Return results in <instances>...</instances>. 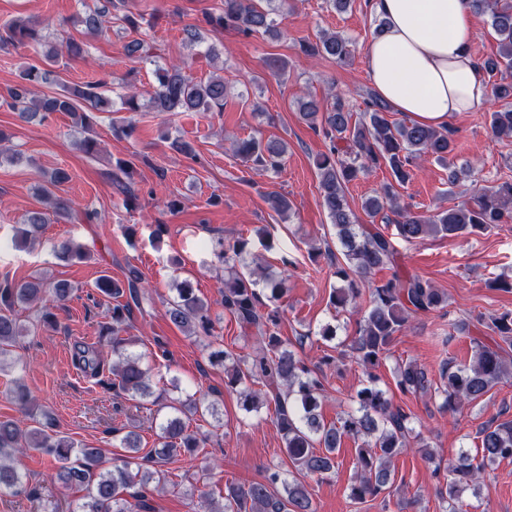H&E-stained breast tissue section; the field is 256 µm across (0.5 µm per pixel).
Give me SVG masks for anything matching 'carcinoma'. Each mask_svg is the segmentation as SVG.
Wrapping results in <instances>:
<instances>
[{"mask_svg": "<svg viewBox=\"0 0 512 512\" xmlns=\"http://www.w3.org/2000/svg\"><path fill=\"white\" fill-rule=\"evenodd\" d=\"M472 13L489 25L498 44L496 55L480 60L491 86V98L499 109L489 113L493 134L512 140V0H465ZM272 0L261 5L258 0H221V6L203 14L202 24L212 32L233 30L244 37L265 34L282 36L273 17ZM116 0L84 11L79 23L83 38L67 37L55 45L44 34L45 25L29 18H15L0 25V48L30 45L41 49L43 65H30L20 74L22 83L9 91L8 106L26 122L44 123L49 115L61 112L81 127L84 137L75 142L86 155L97 152L93 130V113L106 112L111 100L105 95L111 81L108 76L84 84H70L61 77L59 67L83 60L88 54L85 38L105 34V17ZM122 28L140 33L144 15L128 11L120 18ZM299 50L308 56L332 58L345 62L353 53L352 43L336 32H323L316 42L302 41ZM187 63L171 64L155 70L157 83L149 98L153 112H211L224 108L227 84L224 77L214 76L197 81L187 71ZM54 83L59 91L33 94V89ZM300 117L328 141L327 150L316 155L314 165L319 180L321 205L327 212L342 250L335 254L325 249L324 255L336 268L341 282L333 288L330 303L345 309L359 306L362 288H368V300L358 322L356 336L349 351L369 376V384L361 387L353 402L332 422L324 421L321 397L324 384L316 369L308 366L289 348L288 340L279 334V314L267 309L288 292V269L277 274L264 273L254 278L245 258L248 241L218 243L217 256L224 262V311L240 326L244 336L254 330L259 336L248 352H233L209 339L204 344L207 358L214 367L224 369V383L239 399V407L251 413L261 406H274L272 423L281 437L283 451L292 471L283 473L275 465L264 470L262 478L244 484L225 486L224 503L214 505L208 493L200 498L207 502L208 512H313L306 477L324 480L336 471V451L344 437L359 442L356 449L355 477L349 497L364 502L390 489L394 483L392 459L416 443L425 460L434 465L433 477L440 475L435 453L424 443L422 432L412 425V417L394 405L388 391L375 384L373 370L387 359L390 346L409 318L419 312H432L447 305V297L428 280L417 274L396 271L380 284L366 286L373 271L396 263L397 251L392 240L375 224L385 209L394 214L397 235L407 242L422 241L429 236L459 238L485 232L501 224H512V178L479 191L461 206L416 213L398 203V188L412 177L414 161L431 156L448 162V183L460 181L469 172L449 162L455 151L454 131L416 122L401 123L389 119L391 107L373 93H367L363 118L353 121V114L343 98L328 102L309 96L298 102ZM233 152L245 162L263 171L278 172L288 159L287 143L265 140L253 135L233 143ZM385 166L391 180L368 197L362 209L370 223L363 224L350 207L346 190L369 169ZM108 178L124 195V205L137 199L131 190L133 166L119 160L109 170ZM69 179L63 169L52 171L36 186L37 196L52 209L57 219H66L73 211L72 202L55 195L53 188ZM268 207L278 214L290 209L288 199L277 192L265 197ZM49 216L32 210L18 228L21 242L40 236ZM94 287L104 296H128L130 302L112 307V321L101 325L100 336L112 346L113 361L106 364L92 345L77 344L73 356L84 372L98 376L107 370L112 374V387L139 401L157 402L149 384L151 367L132 347L136 339L128 335L131 305H140L142 275L131 266L125 279L100 276ZM176 294L168 300V320L187 335L209 338L212 321L207 304L194 292L191 284L175 281ZM73 286L65 281L39 277L15 283L0 282V372L7 362H14V349L29 328L10 315L19 304L64 301ZM480 337L471 335L470 324L459 320L450 329L470 337L471 362L463 366L444 364L440 370L441 387H435L426 371L415 362L398 365L395 385L404 395H426L437 390L444 397L443 406L455 409L463 403L481 400L502 380L512 377V312L505 311L482 322ZM168 412L157 426L158 447L144 453L140 435L127 431L120 440L124 455L121 463L106 466L103 450L80 445L70 437L53 430L38 419L22 429L14 420L0 419V494L24 495L39 499V512H60L51 499L38 498L29 485L27 475L15 464L17 457L30 450L41 452L52 460L51 479L85 491L82 502L70 512H148L146 493L167 483L164 467L205 440L188 432L185 419L207 412L218 414L216 404L205 402L190 393H180L167 403ZM480 455H462L446 467L445 494L451 501L449 512H463L461 493L484 480L486 467L500 459L512 458V419L491 420L479 432Z\"/></svg>", "mask_w": 512, "mask_h": 512, "instance_id": "obj_1", "label": "carcinoma"}]
</instances>
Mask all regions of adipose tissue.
<instances>
[{
	"instance_id": "ef3b65f1",
	"label": "adipose tissue",
	"mask_w": 512,
	"mask_h": 512,
	"mask_svg": "<svg viewBox=\"0 0 512 512\" xmlns=\"http://www.w3.org/2000/svg\"><path fill=\"white\" fill-rule=\"evenodd\" d=\"M383 22L365 49L375 92L394 111L440 128L490 95L470 46L476 20L465 0H373Z\"/></svg>"
}]
</instances>
